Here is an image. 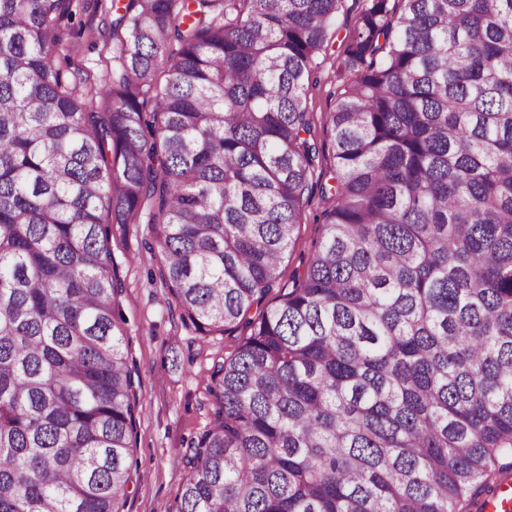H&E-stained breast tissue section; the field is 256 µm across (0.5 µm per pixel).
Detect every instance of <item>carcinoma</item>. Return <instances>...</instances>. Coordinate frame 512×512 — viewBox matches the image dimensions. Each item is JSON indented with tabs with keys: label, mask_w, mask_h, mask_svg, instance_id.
<instances>
[{
	"label": "carcinoma",
	"mask_w": 512,
	"mask_h": 512,
	"mask_svg": "<svg viewBox=\"0 0 512 512\" xmlns=\"http://www.w3.org/2000/svg\"><path fill=\"white\" fill-rule=\"evenodd\" d=\"M366 0L321 240L280 303L343 0H127L104 88L74 0H0V512H121L136 382L112 239L149 208L211 425L175 512H466L512 470V0Z\"/></svg>",
	"instance_id": "obj_1"
}]
</instances>
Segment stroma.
I'll return each instance as SVG.
<instances>
[{
	"instance_id": "obj_1",
	"label": "stroma",
	"mask_w": 512,
	"mask_h": 512,
	"mask_svg": "<svg viewBox=\"0 0 512 512\" xmlns=\"http://www.w3.org/2000/svg\"><path fill=\"white\" fill-rule=\"evenodd\" d=\"M110 4L111 0H76L72 28L58 47L59 57L68 60L75 74L97 85L108 81L112 71ZM348 22L346 14H339V37L309 95L313 139L323 154L329 151L325 117L334 106L330 83ZM321 211L319 196H312L284 256V283L304 273L322 233ZM148 219L147 211H140L123 238L112 245L123 284L122 328L133 356L139 398L138 441L132 456L139 477L128 486L124 512H174L185 477L180 459L211 417L212 359L233 353L248 331L238 327L205 335L183 319L159 278V257L148 248Z\"/></svg>"
}]
</instances>
